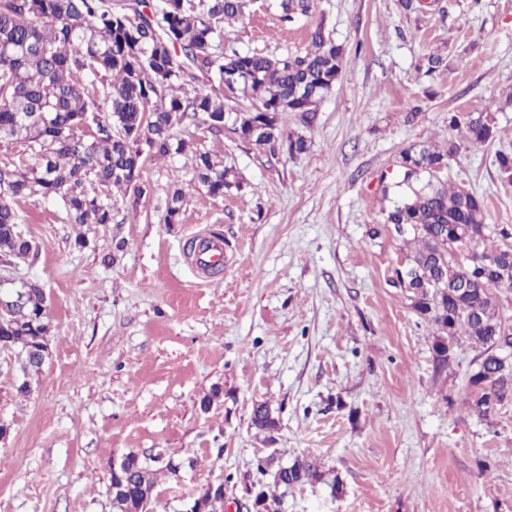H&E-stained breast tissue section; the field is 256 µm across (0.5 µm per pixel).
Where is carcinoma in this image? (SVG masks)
Listing matches in <instances>:
<instances>
[{"label":"carcinoma","instance_id":"1","mask_svg":"<svg viewBox=\"0 0 512 512\" xmlns=\"http://www.w3.org/2000/svg\"><path fill=\"white\" fill-rule=\"evenodd\" d=\"M281 21L311 13L315 0H274ZM252 0H153V22H140L127 7L107 0H0V142L20 143L38 159L33 167H0V262L24 261L34 251L19 230L13 203L34 196L59 198L73 224L112 223V190L137 208L146 193L141 171L149 158L183 153L188 144L174 130L200 115L243 142L267 146L291 158L307 140L284 135L283 112L315 118L347 64L346 50L319 25L302 55L277 58L256 52L224 53V22L239 18ZM247 99L250 106L226 108ZM448 139L439 151L404 149L400 198L368 236L388 234L403 244L398 280L390 285L436 329L435 359L448 363V339L467 338L480 350L468 378L470 414L487 420L512 403V325L491 288H512L508 235L486 223L485 200L437 176L461 149L493 140L491 115H448ZM194 173L211 196L238 185L232 171L208 150L196 149ZM182 190H174L163 223L177 224ZM51 320L39 283L0 309V337L24 355L17 390L29 391L48 349ZM252 427L267 434L278 420L266 403L253 407ZM131 452L125 477L133 489L152 493L158 470ZM312 460L295 458L259 489L256 512H279L288 490L319 481Z\"/></svg>","mask_w":512,"mask_h":512}]
</instances>
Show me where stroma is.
Wrapping results in <instances>:
<instances>
[{
  "instance_id": "1",
  "label": "stroma",
  "mask_w": 512,
  "mask_h": 512,
  "mask_svg": "<svg viewBox=\"0 0 512 512\" xmlns=\"http://www.w3.org/2000/svg\"><path fill=\"white\" fill-rule=\"evenodd\" d=\"M319 25L349 61L313 124L281 115L306 154L198 118L180 134L235 173L241 187L224 197L194 180L189 152L147 161L137 209L113 192L108 224L70 223L57 199L17 202L35 250L0 277L41 285L51 332L27 394L17 351L0 349V512H113L112 461L130 452L183 464L159 474L154 512H181L185 494L219 481L224 512H253L245 487L268 457H306L324 475L289 490L282 512H512V404L469 414L477 350L460 341L438 366L434 328L388 284L398 241L367 235L401 151L446 141L449 115L469 112L492 113L496 136L439 177L483 195L488 223L512 230V181L495 162L512 152V0H317L292 23L249 9L223 49L300 54ZM431 52L448 67L427 76L416 65ZM177 188L181 221L163 223ZM216 233L224 266L205 273L190 243ZM258 402L279 419L273 433L250 426Z\"/></svg>"
}]
</instances>
